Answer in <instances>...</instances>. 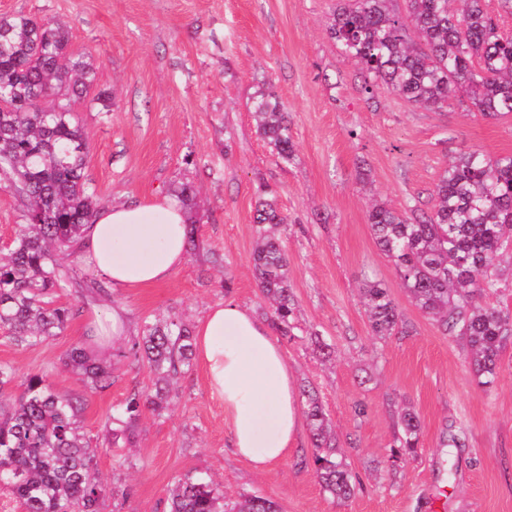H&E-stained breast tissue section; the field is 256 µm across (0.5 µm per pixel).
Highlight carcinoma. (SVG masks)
I'll list each match as a JSON object with an SVG mask.
<instances>
[{"mask_svg": "<svg viewBox=\"0 0 512 512\" xmlns=\"http://www.w3.org/2000/svg\"><path fill=\"white\" fill-rule=\"evenodd\" d=\"M337 0L329 26L342 54L364 75V90L382 84L408 101L441 110L465 97L470 110L498 120L512 113V29L485 0ZM70 32L57 22L25 15L0 18V174L24 203L11 247L0 254V327L16 345L34 350L59 335L76 314L59 302L78 277L62 260L77 253L82 227L96 209L85 176L88 152L75 104L94 83L91 55L69 50ZM257 132L279 158L292 156L288 113L271 94L253 102ZM425 212L408 204L398 213L368 210L380 250L394 263L416 305L455 337L470 356L478 383L498 375L501 352L512 340V316L479 301L506 286L497 267L512 249V154L490 158L478 150L459 155L432 190ZM258 243L254 267L270 302L272 325L288 337L295 303L288 288V256L276 235L286 217L275 195L256 203ZM368 316L378 336L406 332L387 289H365ZM130 356L146 364L150 390H135L104 424L113 447L134 443L133 427L146 408L160 415L175 395L170 383L193 368V335L179 318L145 321ZM64 365L85 392L112 385V362L81 346L66 351ZM306 417L315 450L314 472L325 491L348 499L356 486L329 427L325 409L308 391ZM83 399L62 394L42 372L26 374L11 403L0 401V486L24 512H101L107 488L95 476L96 452L82 432ZM388 460L415 452L418 417L402 412ZM166 512H276L268 499L250 495L224 501V492L202 476L178 480Z\"/></svg>", "mask_w": 512, "mask_h": 512, "instance_id": "1", "label": "carcinoma"}]
</instances>
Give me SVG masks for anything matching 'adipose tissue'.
<instances>
[{
	"label": "adipose tissue",
	"instance_id": "1",
	"mask_svg": "<svg viewBox=\"0 0 512 512\" xmlns=\"http://www.w3.org/2000/svg\"><path fill=\"white\" fill-rule=\"evenodd\" d=\"M188 219L168 197L112 205L85 225L79 250L106 281L139 288L166 281L186 261ZM196 354L224 404L233 453L262 470L301 432L288 365L270 327L233 301L211 306L195 331Z\"/></svg>",
	"mask_w": 512,
	"mask_h": 512
}]
</instances>
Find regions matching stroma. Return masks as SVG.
Wrapping results in <instances>:
<instances>
[{
	"label": "stroma",
	"mask_w": 512,
	"mask_h": 512,
	"mask_svg": "<svg viewBox=\"0 0 512 512\" xmlns=\"http://www.w3.org/2000/svg\"><path fill=\"white\" fill-rule=\"evenodd\" d=\"M336 0H0V17L25 14L69 26L71 48L93 56L94 90L75 119L88 140L85 174L99 207L176 196L194 182L187 212L197 250L164 283L91 292L81 275L61 296L81 307L61 335L34 350L0 329V363L18 375L45 372L55 389L80 392L61 364L74 346L114 363L112 385L87 395L83 430L98 447L96 476L110 495L102 512H163L175 481L206 475L227 498H270L280 512H512V343L498 377L480 386L461 344L411 299L367 221L371 201L402 211L430 192L460 153L512 154V115L485 119L452 100L442 110L413 104L379 86L363 90L359 66L343 57L328 26ZM285 105L294 153L284 161L259 137V90ZM275 191L288 218L280 232L295 301L294 338H279L295 390L312 385L362 491L341 501L326 492L301 434L288 455L262 471L229 446L224 405L202 365L178 380L164 416L144 410L134 445L109 448L102 425L133 388L152 386L146 367L122 358L145 318L175 315L197 326L208 308L232 300L266 319L256 279L255 202ZM387 288L408 332L375 335L362 290ZM126 310L123 336L100 347L85 332L86 312ZM319 336L334 349L324 356ZM366 412L358 416L355 405ZM423 433L416 453L387 465L401 408ZM461 445L447 449L451 433Z\"/></svg>",
	"instance_id": "stroma-1"
}]
</instances>
